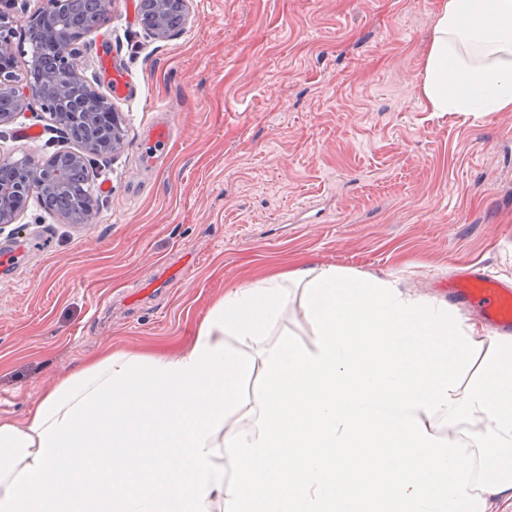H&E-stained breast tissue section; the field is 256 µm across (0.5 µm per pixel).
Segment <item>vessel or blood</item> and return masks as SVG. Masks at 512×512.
<instances>
[{
  "mask_svg": "<svg viewBox=\"0 0 512 512\" xmlns=\"http://www.w3.org/2000/svg\"><path fill=\"white\" fill-rule=\"evenodd\" d=\"M449 302L477 313L484 321L512 331V285L479 269H469L448 283Z\"/></svg>",
  "mask_w": 512,
  "mask_h": 512,
  "instance_id": "b4317fda",
  "label": "vessel or blood"
}]
</instances>
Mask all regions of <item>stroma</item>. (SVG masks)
Returning <instances> with one entry per match:
<instances>
[{
	"mask_svg": "<svg viewBox=\"0 0 512 512\" xmlns=\"http://www.w3.org/2000/svg\"><path fill=\"white\" fill-rule=\"evenodd\" d=\"M440 2L190 0L159 40L138 0H112L80 41L123 118V148L90 168L97 221L31 203L0 228V251L47 240L0 268V419L102 347L179 349L225 288L308 260L431 297L465 265L512 283V112H431L417 94ZM40 110L0 124V161L77 150Z\"/></svg>",
	"mask_w": 512,
	"mask_h": 512,
	"instance_id": "stroma-1",
	"label": "stroma"
}]
</instances>
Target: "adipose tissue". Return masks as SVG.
<instances>
[{
	"label": "adipose tissue",
	"mask_w": 512,
	"mask_h": 512,
	"mask_svg": "<svg viewBox=\"0 0 512 512\" xmlns=\"http://www.w3.org/2000/svg\"><path fill=\"white\" fill-rule=\"evenodd\" d=\"M418 92L433 112H512V0H442ZM505 496L512 336L314 263L226 288L175 353L103 348L0 420V512H492Z\"/></svg>",
	"instance_id": "adipose-tissue-1"
}]
</instances>
